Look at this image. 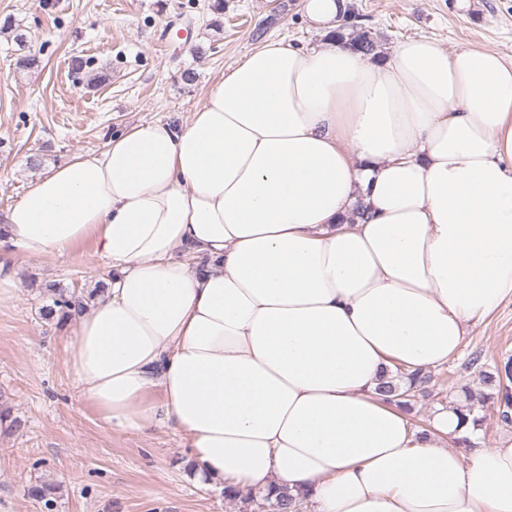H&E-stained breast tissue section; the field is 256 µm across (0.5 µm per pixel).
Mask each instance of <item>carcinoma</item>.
Segmentation results:
<instances>
[{
    "mask_svg": "<svg viewBox=\"0 0 512 512\" xmlns=\"http://www.w3.org/2000/svg\"><path fill=\"white\" fill-rule=\"evenodd\" d=\"M350 35L358 48L366 55L376 51L377 45L369 32L363 27L349 25ZM54 295L53 304L43 309L42 315L46 320H52L58 314L63 319H69L84 309V295L76 292H67L54 284L47 285ZM483 383L491 390L490 394L476 397L472 394L464 395V403L457 405L461 422H472V426H482L488 405L496 407L499 420L509 425L512 423V393L509 392L508 382L512 380V358H508L502 365L492 369H479ZM433 376L431 373H405L397 371V376H383L377 386V392L386 402H395L409 408L410 401L418 394H430ZM241 504L242 512H293L295 507L293 497L288 490L280 491H250L236 499Z\"/></svg>",
    "mask_w": 512,
    "mask_h": 512,
    "instance_id": "cac0c4a2",
    "label": "carcinoma"
}]
</instances>
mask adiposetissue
I'll use <instances>...</instances> for the list:
<instances>
[{"label":"adipose tissue","instance_id":"ef3b65f1","mask_svg":"<svg viewBox=\"0 0 512 512\" xmlns=\"http://www.w3.org/2000/svg\"><path fill=\"white\" fill-rule=\"evenodd\" d=\"M350 2L302 0L317 47L266 39L188 121L40 175L0 220V307L12 253L93 239L111 277L68 366L112 428L174 427L200 482L307 512H512V438L452 448L454 408L422 430L376 393L512 299V63L427 37L363 55L336 37Z\"/></svg>","mask_w":512,"mask_h":512}]
</instances>
